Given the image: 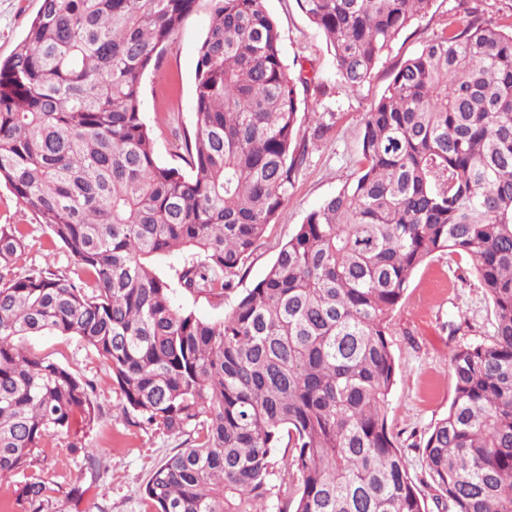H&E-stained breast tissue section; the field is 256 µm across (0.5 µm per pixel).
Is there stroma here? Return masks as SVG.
<instances>
[{
  "mask_svg": "<svg viewBox=\"0 0 512 512\" xmlns=\"http://www.w3.org/2000/svg\"><path fill=\"white\" fill-rule=\"evenodd\" d=\"M40 0H0V56H8L21 41ZM276 21L282 53L291 77L305 76L314 84L299 95L297 139L306 142L307 156L287 203L270 224L248 259L238 291L252 288L267 273L280 248L305 215L324 199L353 181L361 168V138L366 112L384 94L394 68L416 52L422 42L449 21L472 11L498 26H512V0H433L430 8L401 31L380 56L374 72L360 88L349 87L336 73L325 35L298 7L296 0H266ZM210 22V6L200 0L169 44L161 71L143 80L144 117L153 131L158 161L181 165L178 144L194 128V82L198 50ZM333 113L335 124L325 138L309 143L313 119ZM0 224L25 225L26 257L17 273L51 267L69 275L75 269L70 252L55 243L46 226L21 210L6 186H0ZM494 319L486 292L471 261L441 252L427 259L412 275L410 285L389 321L391 349L399 372L386 405L387 426L406 454L410 473L427 512H444L438 491L427 476L419 450L430 429L448 412L453 396L450 352L487 341ZM22 346L36 356L52 358L93 386L91 399L99 406L100 422L84 435L96 449L95 464L69 449L64 436L49 438L33 471L55 481L43 512H147L143 487L153 469L180 448V437L122 417L113 411L119 396L112 387L105 361L75 337L41 334L24 337Z\"/></svg>",
  "mask_w": 512,
  "mask_h": 512,
  "instance_id": "obj_1",
  "label": "stroma"
}]
</instances>
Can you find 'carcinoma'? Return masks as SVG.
<instances>
[{
    "label": "carcinoma",
    "mask_w": 512,
    "mask_h": 512,
    "mask_svg": "<svg viewBox=\"0 0 512 512\" xmlns=\"http://www.w3.org/2000/svg\"><path fill=\"white\" fill-rule=\"evenodd\" d=\"M201 0H40L0 59V183L93 287L50 268L9 277L24 227L0 224V480L51 436L94 458L87 382L22 336H75L107 363L118 411L185 437L147 480L152 512H426L385 407L392 311L413 272L463 253L492 303L485 343L451 351L453 398L422 444L448 512H512V31L468 12L394 70L365 115L360 175L306 214L262 280L236 279L288 201L306 148L298 86L265 0H209L183 165L161 164L142 80ZM352 88L432 0H296ZM314 119L311 141L332 128ZM191 250L183 292L234 296L201 320L153 265ZM279 448L289 453L275 460Z\"/></svg>",
    "instance_id": "cac0c4a2"
}]
</instances>
